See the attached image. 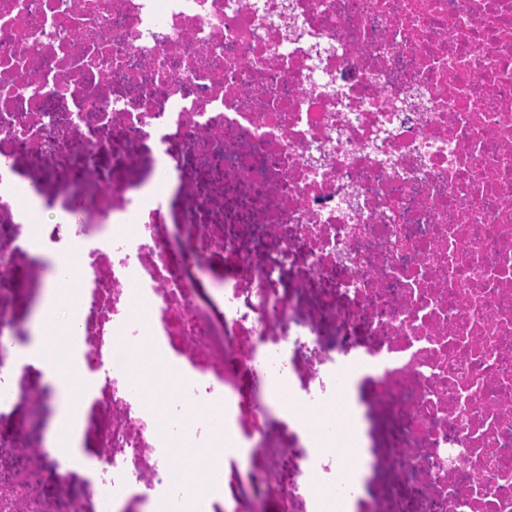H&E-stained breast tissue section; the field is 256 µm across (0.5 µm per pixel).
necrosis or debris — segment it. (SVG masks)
Returning a JSON list of instances; mask_svg holds the SVG:
<instances>
[{"instance_id": "obj_1", "label": "necrosis or debris", "mask_w": 512, "mask_h": 512, "mask_svg": "<svg viewBox=\"0 0 512 512\" xmlns=\"http://www.w3.org/2000/svg\"><path fill=\"white\" fill-rule=\"evenodd\" d=\"M60 253L92 454L21 359L0 512H208L225 432L226 512H512V0H0V345ZM61 422L67 424V429L63 432L59 430ZM59 425L54 432L56 446L66 448L69 452H81L82 448L80 446L84 426L82 408L77 403L70 405L68 411L61 415Z\"/></svg>"}]
</instances>
